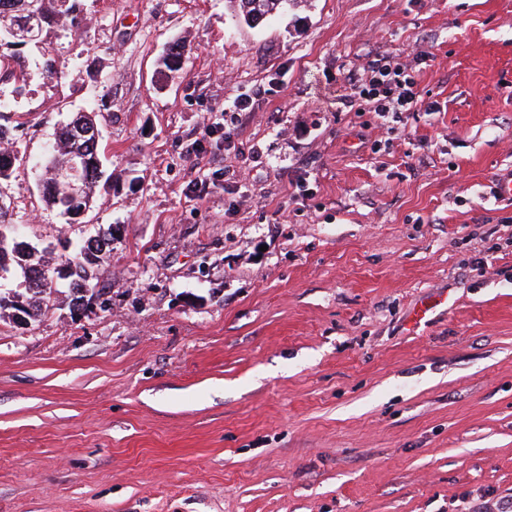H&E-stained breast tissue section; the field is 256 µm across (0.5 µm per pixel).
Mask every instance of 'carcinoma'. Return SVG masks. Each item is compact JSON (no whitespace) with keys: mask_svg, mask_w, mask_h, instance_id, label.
<instances>
[{"mask_svg":"<svg viewBox=\"0 0 512 512\" xmlns=\"http://www.w3.org/2000/svg\"><path fill=\"white\" fill-rule=\"evenodd\" d=\"M62 8L50 14L45 0H9L8 8L0 10V46L5 43H22L24 35H40L46 24L66 25L75 11L77 0H58ZM183 51L173 46L161 58V66L171 73L182 69ZM11 117L0 113V144L8 147V158H0V181L13 175V165L18 160L17 141ZM81 158L82 189L75 197L67 192L60 171L73 158ZM107 158L99 151L95 136H85L77 128L64 125L57 133L51 154L45 165L43 199L60 215L68 216L72 210L90 209L96 201L99 182L105 173ZM112 227L100 228L95 234L79 243L72 256L63 259L47 248L26 241L14 225L0 220V272L13 270L21 273L17 284L19 291L9 297L0 291V312L11 309L23 310L31 320L43 315V305L59 280L70 281L71 290L87 293V299L97 298L101 289L92 284L99 280L98 269L112 252Z\"/></svg>","mask_w":512,"mask_h":512,"instance_id":"obj_1","label":"carcinoma"}]
</instances>
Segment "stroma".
Returning <instances> with one entry per match:
<instances>
[{
  "instance_id": "obj_1",
  "label": "stroma",
  "mask_w": 512,
  "mask_h": 512,
  "mask_svg": "<svg viewBox=\"0 0 512 512\" xmlns=\"http://www.w3.org/2000/svg\"><path fill=\"white\" fill-rule=\"evenodd\" d=\"M77 12L8 50L25 124L0 198L38 246L115 240L96 304L62 284L40 320L0 317V512L512 504V0H301L254 28L228 0ZM382 55L437 106L383 135L349 89ZM241 94L244 153L188 156ZM91 111L112 180L67 224L41 164Z\"/></svg>"
}]
</instances>
